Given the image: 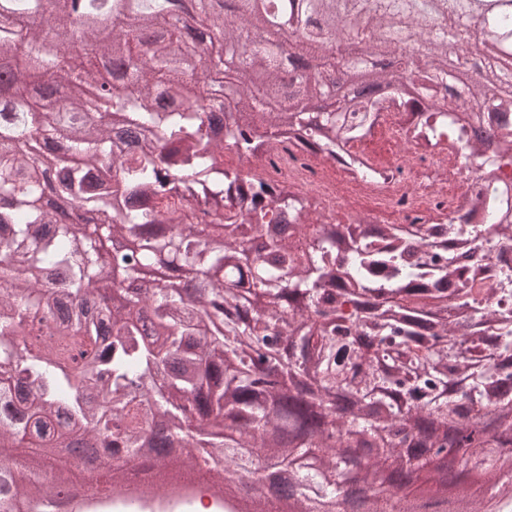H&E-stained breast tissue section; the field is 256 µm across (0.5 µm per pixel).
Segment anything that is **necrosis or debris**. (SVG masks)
<instances>
[{"mask_svg": "<svg viewBox=\"0 0 512 512\" xmlns=\"http://www.w3.org/2000/svg\"><path fill=\"white\" fill-rule=\"evenodd\" d=\"M376 133L399 141L398 158L362 152L374 170L361 178L341 161H334L295 143H275L256 174L264 181L288 184L320 205L323 214L342 210L362 212L365 222L399 224H448L459 222L482 183L484 157L462 154L451 145L428 146L417 138L397 97L387 96L374 126Z\"/></svg>", "mask_w": 512, "mask_h": 512, "instance_id": "necrosis-or-debris-1", "label": "necrosis or debris"}]
</instances>
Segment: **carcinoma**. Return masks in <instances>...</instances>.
I'll use <instances>...</instances> for the list:
<instances>
[{"label": "carcinoma", "mask_w": 512, "mask_h": 512, "mask_svg": "<svg viewBox=\"0 0 512 512\" xmlns=\"http://www.w3.org/2000/svg\"><path fill=\"white\" fill-rule=\"evenodd\" d=\"M199 0L202 23L215 41L199 48L164 32L137 52L131 22L161 30L170 0H85L88 20L72 42L96 58L127 65L135 94L92 96L96 63L61 66L74 26L61 0H0V56L23 41L31 76L53 73L68 88L65 105L30 118L27 96L0 75V448L18 438L49 445L66 416L70 438L92 441L112 463L122 487V463L150 448L179 442L185 462H203L213 488L263 461L288 464L297 512L336 501L345 457L336 444L373 440L371 466L412 470L409 443L427 445L426 423L465 430L490 417L512 433V264L493 262L482 226L512 244V187L486 177L472 204L475 224H315L309 202L236 168L224 151L247 162L272 147L249 127L226 125L219 136L205 116L224 107L215 94L192 96L188 86L224 73V58L248 53L268 86L280 87L283 35L288 55L327 58L331 67L365 65V58L330 55L323 43L301 41L308 0H288L257 44L244 31L255 13H217ZM371 14L361 42L389 56L404 53L393 38L391 0H353ZM112 19L102 36L94 19ZM460 47L502 44L512 53V0H487L460 31ZM409 54L428 68L413 78L382 73L391 94L416 110L426 144L444 141L484 150L489 163L512 149L477 135L463 115L437 106L451 85L448 43L428 32ZM329 91L324 73L305 76L297 111L258 108L267 128H289L307 149L330 157L370 136L384 98L344 101L334 112H309L305 100ZM499 123L512 121V94L473 85ZM66 141L63 155L52 144ZM88 215L92 233L59 221L45 194ZM51 269L64 288L45 286ZM146 314L163 330L143 331ZM351 410L336 412V394ZM473 467L512 472V455L488 448ZM0 454V512L48 490L32 467L24 481ZM456 512H487L486 497L463 488Z\"/></svg>", "instance_id": "carcinoma-1"}]
</instances>
